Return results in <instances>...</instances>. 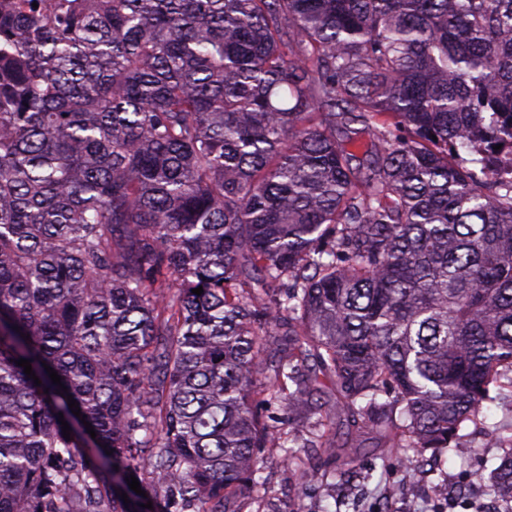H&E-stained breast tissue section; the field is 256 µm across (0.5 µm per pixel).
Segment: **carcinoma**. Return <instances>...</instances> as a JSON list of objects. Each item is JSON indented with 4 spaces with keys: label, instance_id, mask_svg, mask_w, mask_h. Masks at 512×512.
Instances as JSON below:
<instances>
[{
    "label": "carcinoma",
    "instance_id": "carcinoma-1",
    "mask_svg": "<svg viewBox=\"0 0 512 512\" xmlns=\"http://www.w3.org/2000/svg\"><path fill=\"white\" fill-rule=\"evenodd\" d=\"M328 383L402 462L512 391V0H9L0 512H301ZM262 467L263 476L267 478L266 492L270 497L288 500L293 496L292 472L282 450L266 448Z\"/></svg>",
    "mask_w": 512,
    "mask_h": 512
}]
</instances>
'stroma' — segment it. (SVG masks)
Here are the masks:
<instances>
[{"instance_id":"35a3bbf8","label":"stroma","mask_w":512,"mask_h":512,"mask_svg":"<svg viewBox=\"0 0 512 512\" xmlns=\"http://www.w3.org/2000/svg\"><path fill=\"white\" fill-rule=\"evenodd\" d=\"M335 421L332 450L306 452L310 482L303 494L304 512H489L495 494L485 461L497 450L484 423L463 430L470 449L467 457L449 450L407 469L384 436L354 426L343 411L337 412ZM331 469L340 477L327 487L322 475ZM263 472L270 497L292 496V472L282 450H265Z\"/></svg>"}]
</instances>
